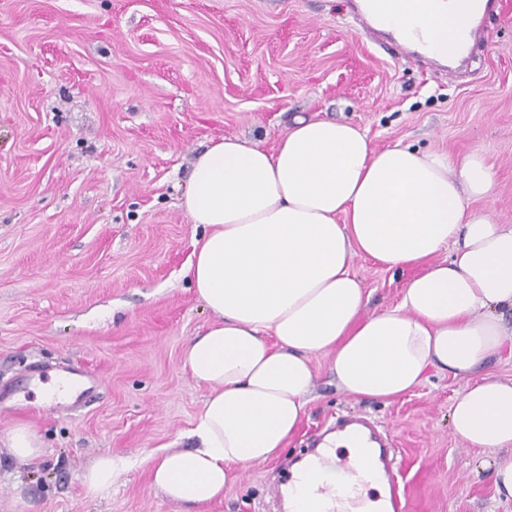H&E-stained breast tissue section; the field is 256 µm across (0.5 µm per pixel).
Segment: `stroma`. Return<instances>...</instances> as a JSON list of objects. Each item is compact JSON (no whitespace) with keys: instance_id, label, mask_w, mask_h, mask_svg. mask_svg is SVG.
<instances>
[{"instance_id":"35a3bbf8","label":"stroma","mask_w":512,"mask_h":512,"mask_svg":"<svg viewBox=\"0 0 512 512\" xmlns=\"http://www.w3.org/2000/svg\"><path fill=\"white\" fill-rule=\"evenodd\" d=\"M469 61L437 69L395 36L371 40L348 0H0V434L25 422L45 445L18 462L0 442V512H182L150 479L152 451L190 447L206 391L181 367L210 321L184 274L203 234L180 207L210 140L274 147L294 115L459 158L483 150L495 189L475 202L512 226V20L489 7ZM369 310L410 277L357 259ZM84 368L88 406L64 411L20 373ZM314 397L284 453L243 469L211 512H274L273 490L326 427L374 421L391 447L404 512H512L493 451L451 433L468 377L431 372L401 398L348 396L314 361ZM131 460L110 491L82 475Z\"/></svg>"}]
</instances>
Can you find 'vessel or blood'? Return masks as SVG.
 Here are the masks:
<instances>
[{
    "label": "vessel or blood",
    "mask_w": 512,
    "mask_h": 512,
    "mask_svg": "<svg viewBox=\"0 0 512 512\" xmlns=\"http://www.w3.org/2000/svg\"><path fill=\"white\" fill-rule=\"evenodd\" d=\"M92 377L67 371L58 380L60 392L72 394L74 403H81L93 389ZM353 429L359 448L356 454L336 447L333 437ZM380 433L367 419H337L328 431L322 432L316 447L307 459L308 468L326 471L327 476L308 492L319 512H403L395 487L370 497L363 488L376 480L390 479L392 467L386 449L381 448Z\"/></svg>",
    "instance_id": "obj_1"
}]
</instances>
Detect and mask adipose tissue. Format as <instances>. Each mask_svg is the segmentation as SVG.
Wrapping results in <instances>:
<instances>
[{
  "mask_svg": "<svg viewBox=\"0 0 512 512\" xmlns=\"http://www.w3.org/2000/svg\"><path fill=\"white\" fill-rule=\"evenodd\" d=\"M373 11L429 25L437 53L485 0H370ZM495 174L481 151L453 160L376 148L359 127L295 117L274 148L211 141L180 203L203 225L185 273L211 315L182 367L208 394L190 450L152 456L153 485L190 512H210L241 468L276 458L298 431L327 357L337 387L393 400L430 371L465 376L512 352V226L472 208ZM414 269L392 309L370 313L356 257ZM453 436L496 450L494 483L512 500V382L469 385L450 412Z\"/></svg>",
  "mask_w": 512,
  "mask_h": 512,
  "instance_id": "ef3b65f1",
  "label": "adipose tissue"
}]
</instances>
